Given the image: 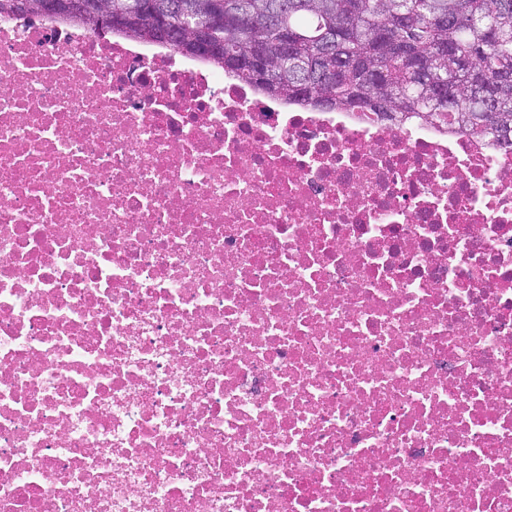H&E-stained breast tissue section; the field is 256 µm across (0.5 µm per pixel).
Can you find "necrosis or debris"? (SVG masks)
Segmentation results:
<instances>
[{
    "mask_svg": "<svg viewBox=\"0 0 512 512\" xmlns=\"http://www.w3.org/2000/svg\"><path fill=\"white\" fill-rule=\"evenodd\" d=\"M0 512H512V149L0 18Z\"/></svg>",
    "mask_w": 512,
    "mask_h": 512,
    "instance_id": "obj_1",
    "label": "necrosis or debris"
}]
</instances>
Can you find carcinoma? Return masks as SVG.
<instances>
[{"mask_svg":"<svg viewBox=\"0 0 512 512\" xmlns=\"http://www.w3.org/2000/svg\"><path fill=\"white\" fill-rule=\"evenodd\" d=\"M83 2L0 0V13L69 20L220 68L224 53L245 54L260 43L278 90L254 82L245 70L228 75L263 94L322 111L377 112L375 102L385 98L389 118L434 120L512 148V82L489 83L502 71L512 74V0H95V17ZM282 25L296 33L294 64L277 52ZM199 26L210 35L203 51L194 42ZM164 27L180 30L182 38L157 35ZM378 32L385 34L382 43L375 40ZM445 79L461 102L454 110L428 101ZM301 83L335 95V102L321 106L296 94Z\"/></svg>","mask_w":512,"mask_h":512,"instance_id":"obj_1","label":"carcinoma"}]
</instances>
